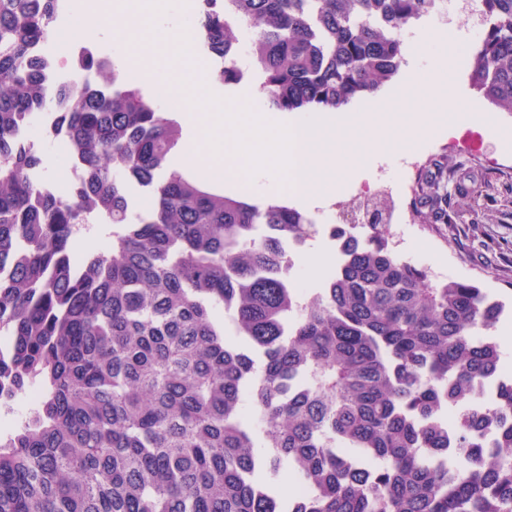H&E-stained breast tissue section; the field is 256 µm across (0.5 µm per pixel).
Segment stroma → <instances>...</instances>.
Segmentation results:
<instances>
[{
    "label": "stroma",
    "mask_w": 512,
    "mask_h": 512,
    "mask_svg": "<svg viewBox=\"0 0 512 512\" xmlns=\"http://www.w3.org/2000/svg\"><path fill=\"white\" fill-rule=\"evenodd\" d=\"M70 29L74 36L60 54L72 64L80 47L87 46L102 56H121L106 24L87 11L72 7ZM473 38L448 73L459 125L476 132L480 151L464 154L450 151L455 132L447 123L435 119L424 134L413 136L408 151L378 157L362 171L347 175L341 195L363 189L378 173H386L395 185L413 181L418 172L405 163L413 154L420 162L440 164L445 172V198L448 221L444 224L413 222L414 198L397 201L403 221L390 227V243L404 259L426 267L439 280L459 279L475 282L508 307L493 331L503 364L512 370V115L500 112L497 130H489L474 120L473 109L488 110L489 105L473 89L470 81Z\"/></svg>",
    "instance_id": "stroma-1"
}]
</instances>
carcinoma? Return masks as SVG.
<instances>
[{
	"mask_svg": "<svg viewBox=\"0 0 512 512\" xmlns=\"http://www.w3.org/2000/svg\"><path fill=\"white\" fill-rule=\"evenodd\" d=\"M435 2L197 0L199 47L238 84L249 30L266 104L334 112L398 73L402 30ZM56 3L0 0V408L40 392L0 429V512H512L505 302L432 279L381 222L325 225L343 254L312 294L289 287L288 243L315 220L170 168L180 124L119 61L82 47L78 96L50 83L35 46ZM481 4L472 85L512 114V0ZM57 105L84 171L65 198L32 179L43 158L24 138ZM442 174L417 177L413 221L439 214ZM133 188L149 207L130 210ZM96 223L112 242L79 261ZM284 471L305 496L281 498Z\"/></svg>",
	"mask_w": 512,
	"mask_h": 512,
	"instance_id": "cac0c4a2",
	"label": "carcinoma"
}]
</instances>
